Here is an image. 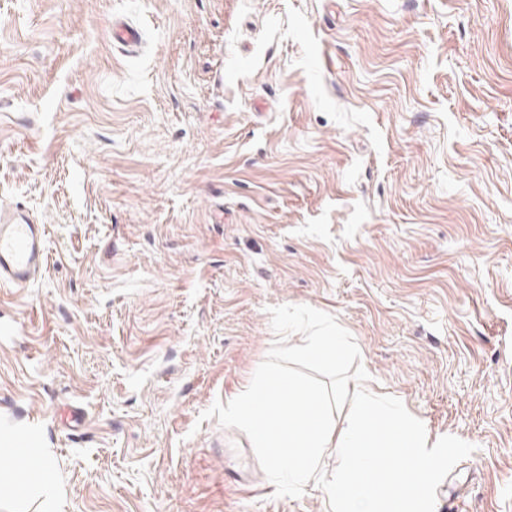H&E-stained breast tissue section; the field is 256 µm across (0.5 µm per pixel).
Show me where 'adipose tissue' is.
<instances>
[{"label":"adipose tissue","mask_w":512,"mask_h":512,"mask_svg":"<svg viewBox=\"0 0 512 512\" xmlns=\"http://www.w3.org/2000/svg\"><path fill=\"white\" fill-rule=\"evenodd\" d=\"M0 458L8 462L7 468H0V497L21 500L38 491L42 494L39 512H60L53 489V464L36 438L6 443L0 448Z\"/></svg>","instance_id":"obj_1"}]
</instances>
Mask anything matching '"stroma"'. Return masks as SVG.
I'll return each mask as SVG.
<instances>
[{"label": "stroma", "instance_id": "35a3bbf8", "mask_svg": "<svg viewBox=\"0 0 512 512\" xmlns=\"http://www.w3.org/2000/svg\"><path fill=\"white\" fill-rule=\"evenodd\" d=\"M1 206L47 258L0 287V432L61 512H330L199 419L280 305L474 445L436 512H512V0H0ZM112 40L122 48L133 49L142 40L141 31L122 21H116L112 29Z\"/></svg>", "mask_w": 512, "mask_h": 512}]
</instances>
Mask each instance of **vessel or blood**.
Segmentation results:
<instances>
[{
    "instance_id": "b4317fda",
    "label": "vessel or blood",
    "mask_w": 512,
    "mask_h": 512,
    "mask_svg": "<svg viewBox=\"0 0 512 512\" xmlns=\"http://www.w3.org/2000/svg\"><path fill=\"white\" fill-rule=\"evenodd\" d=\"M115 45L135 48L142 40L141 31L124 22L112 29ZM46 257L45 228L25 211L0 212V284L24 287L41 270Z\"/></svg>"
}]
</instances>
